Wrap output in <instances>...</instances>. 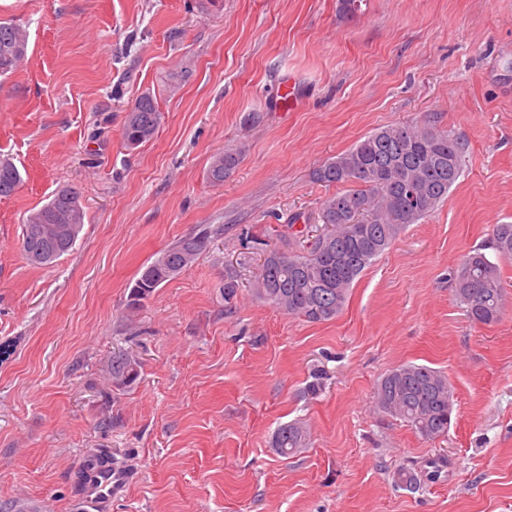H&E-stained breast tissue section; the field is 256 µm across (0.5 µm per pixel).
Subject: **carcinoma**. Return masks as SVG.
<instances>
[{"label":"carcinoma","mask_w":512,"mask_h":512,"mask_svg":"<svg viewBox=\"0 0 512 512\" xmlns=\"http://www.w3.org/2000/svg\"><path fill=\"white\" fill-rule=\"evenodd\" d=\"M28 53V37L20 25L0 22V75L16 71ZM162 122L150 93L137 97L128 109L123 136L135 148L151 141ZM241 154L228 149L211 158L207 179L222 184L239 165ZM466 164L465 144L432 126L403 124L377 129L354 147L328 160L313 179L341 190L321 205L317 219L322 233L311 247L271 249L258 268L250 291L272 308L311 323L334 319L343 309L352 283L411 224L428 216L447 197ZM22 182L15 165L0 159V198L12 196ZM82 195L73 187L59 188L22 225V249L34 265L69 253L83 229ZM209 239L207 231L175 242L143 266L132 289V301L149 297L160 285L193 264ZM512 260V224L495 225L491 238L460 259L452 277L455 300L469 317L493 325L502 318L504 287L499 262ZM236 276L224 279V303L233 309L238 297ZM140 362L121 350L112 352L116 387L132 385ZM454 392L448 377L423 364H402L386 373L376 388L379 412L406 422L428 440L448 434L454 412ZM309 445L307 426L299 421L280 426L271 448L288 457ZM439 465L400 466L394 482L415 490L423 478L434 479Z\"/></svg>","instance_id":"1"}]
</instances>
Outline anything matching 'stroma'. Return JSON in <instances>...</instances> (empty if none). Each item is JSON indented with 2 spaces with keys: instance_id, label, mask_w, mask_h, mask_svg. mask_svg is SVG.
I'll list each match as a JSON object with an SVG mask.
<instances>
[{
  "instance_id": "obj_1",
  "label": "stroma",
  "mask_w": 512,
  "mask_h": 512,
  "mask_svg": "<svg viewBox=\"0 0 512 512\" xmlns=\"http://www.w3.org/2000/svg\"><path fill=\"white\" fill-rule=\"evenodd\" d=\"M28 56L0 75V512H77L90 456L132 476L107 512H512V305L487 326L456 303L459 259L512 224V0H0ZM292 78L300 103L276 110ZM163 115L128 149L125 109ZM429 124L467 145L447 199L357 278L335 319L310 323L250 283L281 225L331 188L313 170L377 128ZM241 150L215 186L212 156ZM83 197L73 250L30 265L22 225L61 186ZM210 230L198 260L138 308L155 254ZM241 288L224 306V277ZM137 358L112 384V353ZM425 364L456 400L427 440L378 414L389 370ZM323 386L306 394L314 374ZM307 425L306 451L270 447ZM445 461L419 489L398 466ZM22 182L20 172L16 173L15 165L8 159H0V198L12 196ZM140 362L121 350L112 353V379L117 388L132 385L140 375ZM309 445V431L307 426L299 421L281 425L275 432L271 441V448L276 454L288 457L302 452Z\"/></svg>"
}]
</instances>
